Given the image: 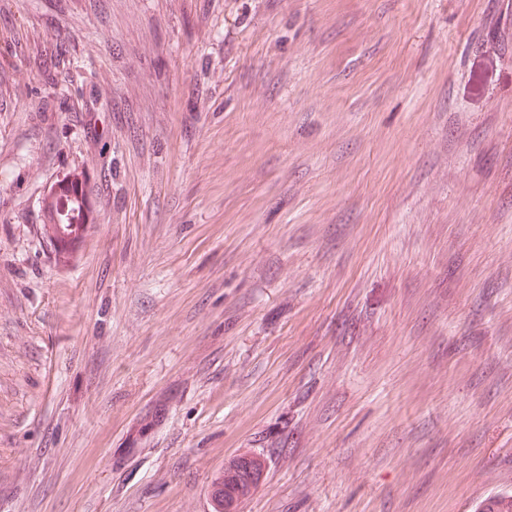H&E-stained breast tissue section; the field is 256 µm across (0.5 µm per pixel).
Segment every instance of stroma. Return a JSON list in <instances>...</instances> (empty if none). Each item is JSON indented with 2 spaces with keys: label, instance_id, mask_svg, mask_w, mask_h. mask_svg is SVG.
<instances>
[{
  "label": "stroma",
  "instance_id": "stroma-1",
  "mask_svg": "<svg viewBox=\"0 0 512 512\" xmlns=\"http://www.w3.org/2000/svg\"><path fill=\"white\" fill-rule=\"evenodd\" d=\"M243 453L240 512L512 492V0H0V512ZM48 198L53 199V204L47 214L43 213V224L46 225L47 238L57 253L60 243L68 238L78 241L84 232L87 233L88 224L93 223L92 211L83 181L76 179L74 174L57 180ZM64 199L69 201L68 217L61 216L60 209L58 210V205Z\"/></svg>",
  "mask_w": 512,
  "mask_h": 512
}]
</instances>
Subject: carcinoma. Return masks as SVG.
<instances>
[{"label": "carcinoma", "instance_id": "cac0c4a2", "mask_svg": "<svg viewBox=\"0 0 512 512\" xmlns=\"http://www.w3.org/2000/svg\"><path fill=\"white\" fill-rule=\"evenodd\" d=\"M48 197L55 200V206L43 215V224L46 225L50 244L57 251L59 244L66 239L77 241L83 236L88 224L92 223V211L83 181L72 175L56 181ZM63 200L69 201L66 217L61 216L58 210ZM263 471L264 460L256 454H241L225 463L224 473L213 485L214 512H237L239 505L257 490ZM479 512H512V494H496L487 498L480 505Z\"/></svg>", "mask_w": 512, "mask_h": 512}]
</instances>
